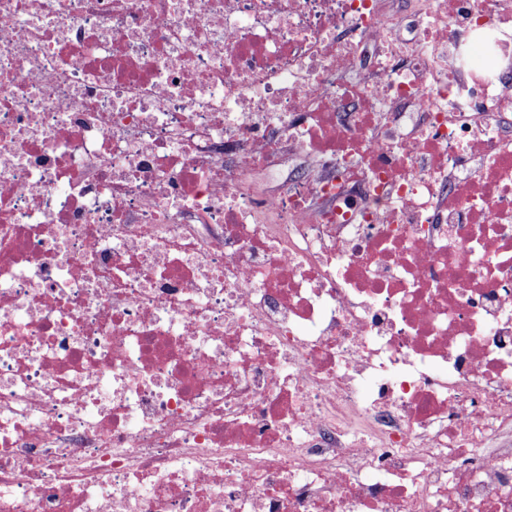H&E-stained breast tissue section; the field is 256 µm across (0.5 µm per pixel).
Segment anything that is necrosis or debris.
<instances>
[{"instance_id": "obj_1", "label": "necrosis or debris", "mask_w": 512, "mask_h": 512, "mask_svg": "<svg viewBox=\"0 0 512 512\" xmlns=\"http://www.w3.org/2000/svg\"><path fill=\"white\" fill-rule=\"evenodd\" d=\"M408 9L0 0V512H512V0Z\"/></svg>"}]
</instances>
